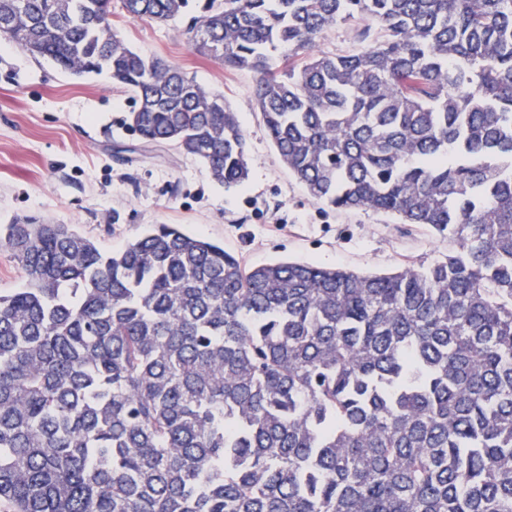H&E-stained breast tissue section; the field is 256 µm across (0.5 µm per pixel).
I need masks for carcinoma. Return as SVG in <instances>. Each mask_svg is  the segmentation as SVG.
Masks as SVG:
<instances>
[{
  "label": "carcinoma",
  "mask_w": 512,
  "mask_h": 512,
  "mask_svg": "<svg viewBox=\"0 0 512 512\" xmlns=\"http://www.w3.org/2000/svg\"><path fill=\"white\" fill-rule=\"evenodd\" d=\"M188 0H0V36L134 94L127 128L231 189L224 97L118 36ZM363 23L360 50H318ZM188 42L256 77L312 199L451 236L427 265H248L156 224L105 253L0 225V512H512V0H208ZM25 281L21 266L6 249H0V293L6 295L20 288Z\"/></svg>",
  "instance_id": "1"
}]
</instances>
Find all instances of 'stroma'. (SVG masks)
I'll list each match as a JSON object with an SVG mask.
<instances>
[{
    "instance_id": "stroma-1",
    "label": "stroma",
    "mask_w": 512,
    "mask_h": 512,
    "mask_svg": "<svg viewBox=\"0 0 512 512\" xmlns=\"http://www.w3.org/2000/svg\"><path fill=\"white\" fill-rule=\"evenodd\" d=\"M114 24L132 49L224 94L245 130L247 184L224 189L172 146L117 160L114 144L133 140L125 125L131 92L108 72L77 77L0 37V225L26 217L66 224L112 252L153 225L177 224L251 265L296 260L357 272L427 264L453 251L450 239L390 215L314 201L271 144L253 102V73L196 53L184 19L118 16Z\"/></svg>"
}]
</instances>
